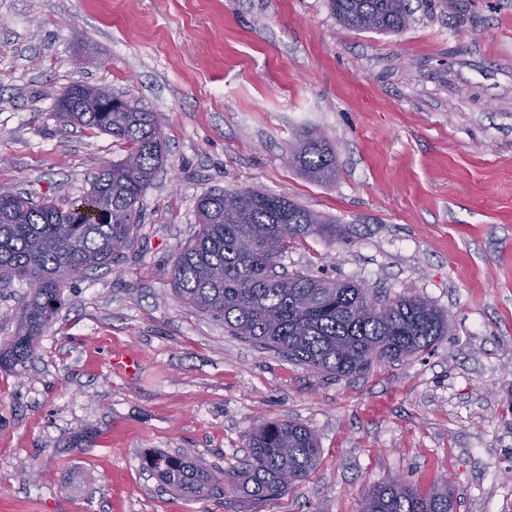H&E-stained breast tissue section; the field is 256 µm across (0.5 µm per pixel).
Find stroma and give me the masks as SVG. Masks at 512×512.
<instances>
[{
  "instance_id": "1",
  "label": "stroma",
  "mask_w": 512,
  "mask_h": 512,
  "mask_svg": "<svg viewBox=\"0 0 512 512\" xmlns=\"http://www.w3.org/2000/svg\"><path fill=\"white\" fill-rule=\"evenodd\" d=\"M411 7L387 34L345 28L328 0H0V185L73 199L124 157L57 119L76 84L161 113L166 140L130 247L69 278L34 356L0 366V512H360L394 477L448 478L454 512H512V0ZM304 131L333 148L334 178L289 164ZM213 188L346 225L281 265L419 294L453 332L348 378L234 335L170 279ZM114 347L135 375L110 370ZM270 420L320 448L278 499L182 497L143 469L185 450L229 470Z\"/></svg>"
}]
</instances>
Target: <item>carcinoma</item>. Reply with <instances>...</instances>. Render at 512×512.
Wrapping results in <instances>:
<instances>
[{
  "mask_svg": "<svg viewBox=\"0 0 512 512\" xmlns=\"http://www.w3.org/2000/svg\"><path fill=\"white\" fill-rule=\"evenodd\" d=\"M345 27L395 32L409 23V0H329ZM80 85L55 103L62 121L112 136L129 152L99 173L76 199L36 204L0 185V283L19 281L28 291L14 336L0 347V365H22L55 319L64 283L74 269L86 274L112 264L129 246L137 210L165 157L162 117L128 99L95 89L97 110L71 111ZM289 162L308 177L336 174V156L310 132L298 136ZM198 232L174 262L175 296L235 335L268 346L317 374L354 377L381 362H403L448 333V316L427 299L409 294L368 311L367 289L349 281L276 271L290 244L311 236L334 240L345 226L333 224L280 196L214 188L196 205ZM248 453L231 472L207 469L192 454L153 453L144 467L161 484L187 496L226 491L270 501L310 475L319 460L313 432L291 421L263 423L249 438ZM448 480L429 492L394 482L368 490L361 512H448Z\"/></svg>",
  "mask_w": 512,
  "mask_h": 512,
  "instance_id": "obj_1",
  "label": "carcinoma"
}]
</instances>
